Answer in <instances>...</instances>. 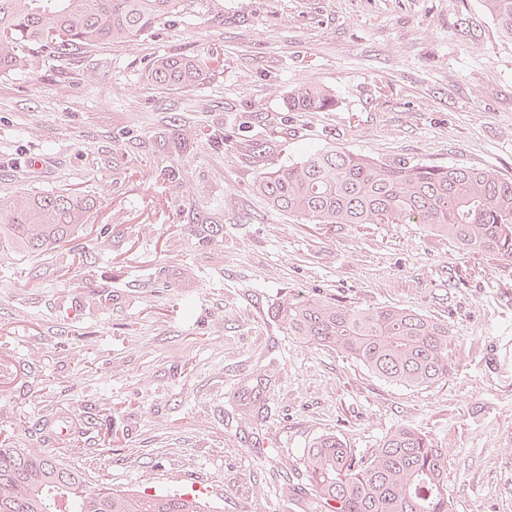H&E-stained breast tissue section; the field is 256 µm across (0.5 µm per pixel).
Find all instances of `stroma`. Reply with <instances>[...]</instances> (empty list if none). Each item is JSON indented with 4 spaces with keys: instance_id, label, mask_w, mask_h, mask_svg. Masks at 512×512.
I'll return each instance as SVG.
<instances>
[{
    "instance_id": "obj_1",
    "label": "stroma",
    "mask_w": 512,
    "mask_h": 512,
    "mask_svg": "<svg viewBox=\"0 0 512 512\" xmlns=\"http://www.w3.org/2000/svg\"><path fill=\"white\" fill-rule=\"evenodd\" d=\"M130 46L0 74V193L69 189L91 221L40 260L0 252V434L113 486L195 492L215 512H314L303 453L401 425L448 448L455 512H512V262L416 224L322 225L272 210L263 172L339 147L512 176V41L482 0H223ZM219 52L193 91L142 75ZM321 112H291L299 83ZM273 127L288 136L270 138ZM447 322L448 379L380 380L291 336L292 297ZM333 102L328 89L309 82L299 83L288 94V110L296 112H319Z\"/></svg>"
}]
</instances>
